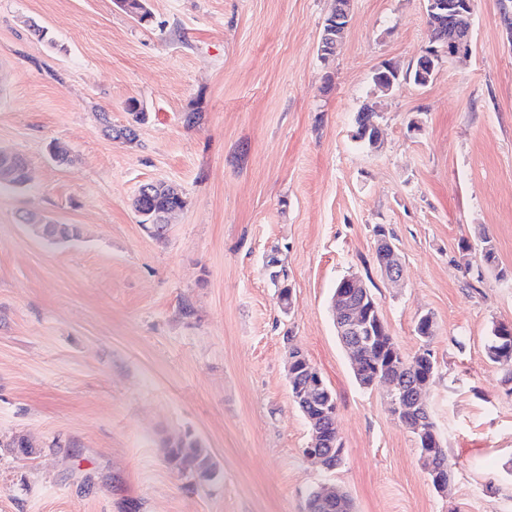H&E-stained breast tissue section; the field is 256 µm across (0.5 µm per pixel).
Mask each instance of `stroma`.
Returning a JSON list of instances; mask_svg holds the SVG:
<instances>
[{
  "instance_id": "obj_1",
  "label": "stroma",
  "mask_w": 512,
  "mask_h": 512,
  "mask_svg": "<svg viewBox=\"0 0 512 512\" xmlns=\"http://www.w3.org/2000/svg\"><path fill=\"white\" fill-rule=\"evenodd\" d=\"M333 5L147 0L138 23L114 0H0V148L27 167L25 184L0 191V512H307L324 484L353 512H512V370L485 353L493 324L512 323L500 0H475L466 61L440 59L429 85L385 96L378 66L407 70L432 42L424 0H351L325 63ZM368 102L376 149L352 138ZM103 112L134 124L136 141L113 139ZM151 181L186 200L161 240L131 206ZM31 213L78 226V240L47 246L21 221ZM379 224L401 256L395 286L373 260ZM274 248L287 314L264 269ZM351 272L404 354L420 346L418 315L436 319L429 404L453 465L445 493L386 387L354 378L330 310ZM292 347L336 396L345 453L331 471L303 453ZM185 434L213 457L210 480L167 462L166 442ZM18 435L33 454L11 448ZM342 3L336 8L335 15L329 20H324L322 38L330 32L336 33V54L350 23L349 1L341 0ZM284 259L285 258H283L282 256L278 257V260L273 257L268 262L269 266L271 265V267L267 268L269 270V274H267V276H268L269 280L271 279V281L276 283V280H277L280 272L282 270H285L282 279L279 281L280 288H278V292H279V302L281 305V309L286 310V309H290V308L294 307V298H293L292 289H291L290 285H288V273H287V270H286L285 266L283 265V261H282ZM278 261L282 262L281 266H275V264Z\"/></svg>"
}]
</instances>
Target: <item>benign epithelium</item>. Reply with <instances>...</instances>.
Segmentation results:
<instances>
[{
    "label": "benign epithelium",
    "mask_w": 512,
    "mask_h": 512,
    "mask_svg": "<svg viewBox=\"0 0 512 512\" xmlns=\"http://www.w3.org/2000/svg\"><path fill=\"white\" fill-rule=\"evenodd\" d=\"M474 11V0H426V13L429 21L436 27L448 28V39L441 42L448 60L466 58L472 53L470 19ZM350 23L349 0H343L336 8L335 15L324 21L323 34L336 33V44H341L344 34ZM439 60V50L430 46L419 57L415 67L406 73H400L399 69L384 62L378 70L383 72L381 81L389 84L387 91H392L399 83L400 77L406 76L418 86H426L433 79L436 71V63ZM31 233L40 240L53 237L58 234L60 225L55 221L42 217L33 221H24ZM392 254V263L383 267V278L395 284L402 277V262L395 244L388 243ZM364 287L363 280L349 274L343 277L342 288L336 295L334 311L338 335L343 337L347 349L350 351L355 366H360L359 350L362 343L358 342L361 336L368 333L374 334V328L381 325V320L371 321L376 307L367 304L366 299L360 298L359 289ZM310 378L306 385L300 388L299 398L304 399L314 390L324 386L319 371L313 366H308ZM426 381L419 382L413 393H408L399 380L386 373L370 370L363 373L368 387L385 385L388 388L389 410L399 423L414 431L424 444L433 448L439 442L437 433L430 426V416L427 409V388L432 372L425 373Z\"/></svg>",
    "instance_id": "7a95c632"
}]
</instances>
